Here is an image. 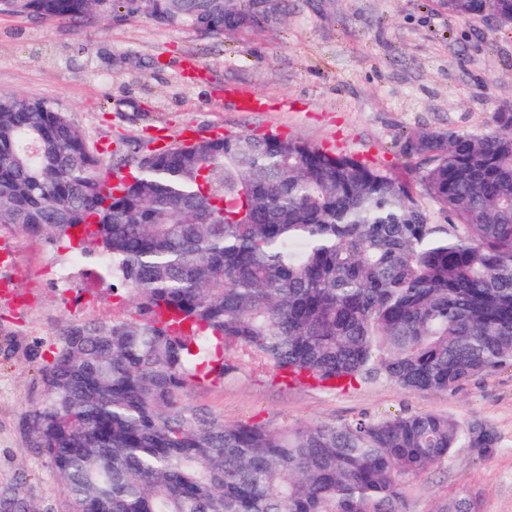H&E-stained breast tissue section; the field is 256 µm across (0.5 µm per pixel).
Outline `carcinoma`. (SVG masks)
<instances>
[{
    "instance_id": "obj_1",
    "label": "carcinoma",
    "mask_w": 512,
    "mask_h": 512,
    "mask_svg": "<svg viewBox=\"0 0 512 512\" xmlns=\"http://www.w3.org/2000/svg\"><path fill=\"white\" fill-rule=\"evenodd\" d=\"M486 19L485 0H443ZM149 18L202 35L266 26L284 0H0V14ZM493 132L421 128L426 195L338 149L226 133L141 154L110 185L71 115L0 93V227L114 275L136 315L68 325L23 426L67 512H410L404 485L498 444L435 412L346 425L228 424L188 392L232 343L295 382L446 392L512 365V113ZM110 264L101 262V257ZM0 512H49L14 489ZM435 512H479L453 498Z\"/></svg>"
}]
</instances>
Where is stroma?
<instances>
[{
  "label": "stroma",
  "mask_w": 512,
  "mask_h": 512,
  "mask_svg": "<svg viewBox=\"0 0 512 512\" xmlns=\"http://www.w3.org/2000/svg\"><path fill=\"white\" fill-rule=\"evenodd\" d=\"M229 86L257 94L265 111H241L224 95ZM1 92L67 110L115 178L128 175L150 143L275 133L374 164L407 182L432 213L426 164L405 155L406 136L421 127L492 131L498 113H512V24H469L441 0H288L277 27L213 36L146 18L74 24L0 14ZM21 242L20 286L31 307L0 302V484H18L24 497L66 512L49 456L28 446L22 418L42 397L40 367L51 361L61 329L80 319L94 283L109 286L114 308L132 304L106 273L61 293L54 275L70 250L26 235ZM224 358L231 369L223 380L189 397L227 423L338 426L425 411L464 425L485 422L498 447L489 454L454 449L407 484L408 506L435 512L466 493L480 512H512V366L437 393L385 379L340 388L294 384L235 349Z\"/></svg>",
  "instance_id": "1"
}]
</instances>
